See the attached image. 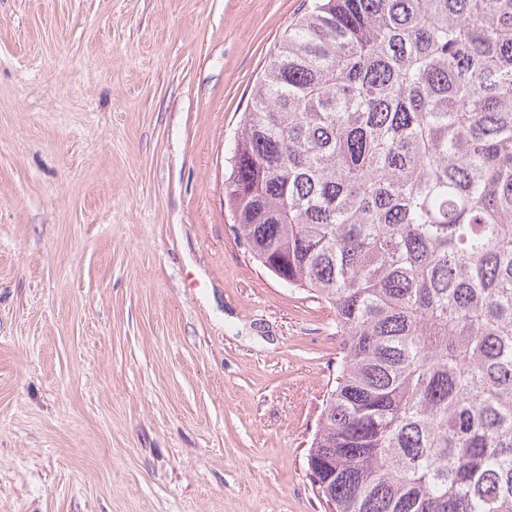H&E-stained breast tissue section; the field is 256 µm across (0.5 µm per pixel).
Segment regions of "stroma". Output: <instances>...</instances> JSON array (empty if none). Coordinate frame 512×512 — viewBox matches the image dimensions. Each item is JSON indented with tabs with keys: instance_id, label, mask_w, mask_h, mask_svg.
<instances>
[{
	"instance_id": "1",
	"label": "stroma",
	"mask_w": 512,
	"mask_h": 512,
	"mask_svg": "<svg viewBox=\"0 0 512 512\" xmlns=\"http://www.w3.org/2000/svg\"><path fill=\"white\" fill-rule=\"evenodd\" d=\"M304 0H0V512H329L344 355L224 178Z\"/></svg>"
}]
</instances>
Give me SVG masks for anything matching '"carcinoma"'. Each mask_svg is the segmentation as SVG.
I'll return each mask as SVG.
<instances>
[{
	"mask_svg": "<svg viewBox=\"0 0 512 512\" xmlns=\"http://www.w3.org/2000/svg\"><path fill=\"white\" fill-rule=\"evenodd\" d=\"M224 200L336 312L308 458L332 512H512V0H312Z\"/></svg>",
	"mask_w": 512,
	"mask_h": 512,
	"instance_id": "obj_1",
	"label": "carcinoma"
}]
</instances>
